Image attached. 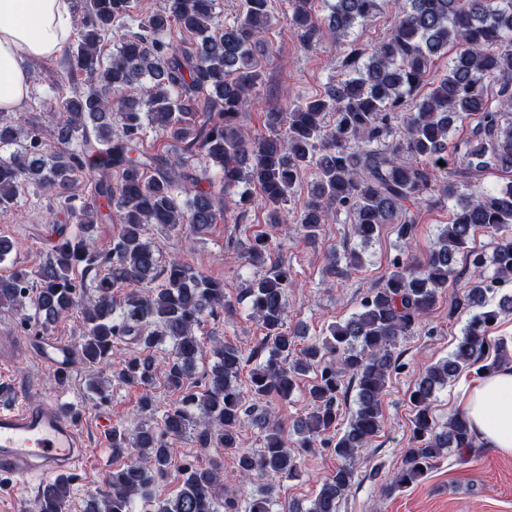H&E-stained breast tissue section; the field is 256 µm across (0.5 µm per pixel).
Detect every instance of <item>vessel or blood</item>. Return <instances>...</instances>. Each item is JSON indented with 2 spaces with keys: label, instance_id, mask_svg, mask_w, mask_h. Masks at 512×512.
I'll use <instances>...</instances> for the list:
<instances>
[{
  "label": "vessel or blood",
  "instance_id": "b4317fda",
  "mask_svg": "<svg viewBox=\"0 0 512 512\" xmlns=\"http://www.w3.org/2000/svg\"><path fill=\"white\" fill-rule=\"evenodd\" d=\"M42 365L65 373L78 361L76 348L62 339L43 336L30 343ZM86 443L67 410L31 400L17 407L0 406V473L19 479L30 475L76 470Z\"/></svg>",
  "mask_w": 512,
  "mask_h": 512
}]
</instances>
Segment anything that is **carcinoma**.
<instances>
[{"instance_id":"1","label":"carcinoma","mask_w":512,"mask_h":512,"mask_svg":"<svg viewBox=\"0 0 512 512\" xmlns=\"http://www.w3.org/2000/svg\"><path fill=\"white\" fill-rule=\"evenodd\" d=\"M282 2L291 35L306 48L325 29L345 36L381 7V0H325L327 14L319 15L313 0ZM71 7L75 38L61 69L69 92L56 101L59 120L49 128L33 123L21 137L0 119V212L13 210L29 194L50 192L74 216L77 231L59 233L37 272L35 295L27 269L0 276V307L22 313L32 308L47 322L78 314L80 353L89 366L109 364L115 341L123 337L139 348L112 371L113 378L143 388L136 426L115 425L111 435L112 454L134 451L136 460L112 469L105 490L88 498L83 512H133L135 500H152L156 479L178 461L183 484L174 496L155 501L153 512H273L276 486L299 477L304 454L336 430L347 377L355 409L333 445L342 464L305 510L337 512L354 485L352 462L381 429L383 392L402 366L397 343L432 310L461 255L476 268L491 263L494 276L466 282L464 306L476 312L455 350L414 383L413 447L382 493L391 496L416 483L452 448L471 450L465 416L454 413L439 425L430 405L462 371L476 365L491 373L512 364L506 343L492 350L486 339L500 312L512 311V295L502 296L495 308L487 297L512 279V181L466 193L436 171L438 162H448V151L462 156L471 172L512 170V120L503 122L512 112V0H399L387 38L370 48L349 44L345 76L319 96L270 109L268 134L259 137L242 130L240 117L259 83L253 45L272 25L270 0H241L233 23L224 25L215 17L214 0H165L142 18L132 14L131 0H71ZM174 26L183 32L177 43L168 37ZM116 34L118 46L105 62L101 48ZM450 44L458 54L448 72L421 92ZM329 114L331 126L325 122ZM464 115L478 116L473 138L453 143L450 130ZM148 127L176 143L178 152L145 150ZM52 140L61 148L48 150ZM200 154L212 161L223 186L249 182L258 188L259 200L243 194L235 202L237 215L258 202L271 224L280 223L301 174L311 170L309 199L298 217L308 242L319 237L333 207L353 215L364 243L384 224H398L404 239L412 236L410 208L433 193L456 208L424 260L394 258L384 284L370 289L349 318L330 324L325 336L297 348L300 333L288 330L286 322L291 278L279 268L246 288L251 314L264 332L253 352L219 339L208 348L195 329L206 315L233 311L224 281L178 256L162 260L148 237L152 224L198 236L224 222V202L201 186L202 177L190 166ZM81 181L89 193L78 200L69 191ZM112 221L121 224L117 238L95 244V225ZM478 227L500 233L489 260L469 246ZM266 250L261 236L245 247L255 266L263 264ZM78 269L90 280L86 288L75 283ZM157 280L159 287H149ZM166 343L171 352L164 378L176 397L160 413L152 384L155 351ZM259 353L267 358L250 370L248 384L239 383L243 366ZM207 355L213 364L204 388L195 392L188 380ZM310 371V411L297 425L298 448L292 450L262 403L271 396L287 398ZM249 426L262 433L255 451L240 448V433ZM188 433L202 450L222 448L232 456L236 478H261L265 487L239 505L224 493L223 462L177 459L173 441ZM70 497V478L44 481L34 512H65Z\"/></svg>"}]
</instances>
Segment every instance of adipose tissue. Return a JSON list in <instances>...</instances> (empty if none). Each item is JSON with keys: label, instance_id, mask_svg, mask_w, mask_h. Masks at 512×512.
I'll return each mask as SVG.
<instances>
[{"label": "adipose tissue", "instance_id": "ef3b65f1", "mask_svg": "<svg viewBox=\"0 0 512 512\" xmlns=\"http://www.w3.org/2000/svg\"><path fill=\"white\" fill-rule=\"evenodd\" d=\"M70 0H0V112L28 94L23 59L59 54L73 32ZM462 413L476 442L512 455V369L499 370L464 392Z\"/></svg>", "mask_w": 512, "mask_h": 512}]
</instances>
